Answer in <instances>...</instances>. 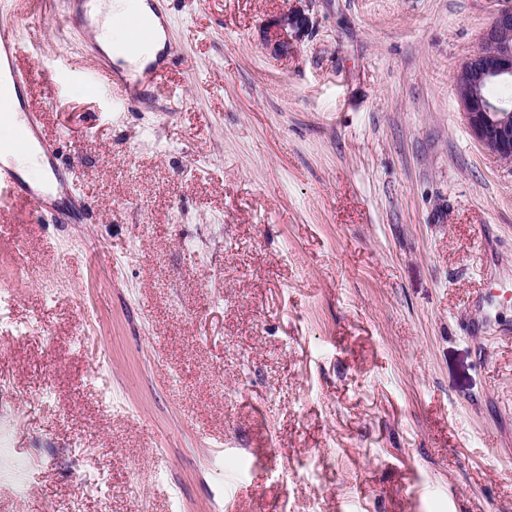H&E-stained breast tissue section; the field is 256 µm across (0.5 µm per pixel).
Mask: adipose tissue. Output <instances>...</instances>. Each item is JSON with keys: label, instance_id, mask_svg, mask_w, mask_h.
I'll return each mask as SVG.
<instances>
[{"label": "adipose tissue", "instance_id": "1", "mask_svg": "<svg viewBox=\"0 0 512 512\" xmlns=\"http://www.w3.org/2000/svg\"><path fill=\"white\" fill-rule=\"evenodd\" d=\"M135 16L145 20L151 26L154 39L144 52L134 56L127 51L129 41L127 23ZM96 40L113 60L139 72L146 65L154 62L158 53L163 50L165 35L150 0H109L105 6L104 21L96 35Z\"/></svg>", "mask_w": 512, "mask_h": 512}]
</instances>
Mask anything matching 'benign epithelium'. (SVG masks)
I'll use <instances>...</instances> for the list:
<instances>
[{"mask_svg": "<svg viewBox=\"0 0 512 512\" xmlns=\"http://www.w3.org/2000/svg\"><path fill=\"white\" fill-rule=\"evenodd\" d=\"M307 23L299 11L273 19L264 44L275 56L286 55ZM512 81V4L500 9L483 32L480 46L459 66L456 82L462 115L474 139L490 154L512 163V106L492 102L484 89Z\"/></svg>", "mask_w": 512, "mask_h": 512, "instance_id": "obj_1", "label": "benign epithelium"}]
</instances>
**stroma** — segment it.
Returning a JSON list of instances; mask_svg holds the SVG:
<instances>
[{
  "label": "stroma",
  "mask_w": 512,
  "mask_h": 512,
  "mask_svg": "<svg viewBox=\"0 0 512 512\" xmlns=\"http://www.w3.org/2000/svg\"><path fill=\"white\" fill-rule=\"evenodd\" d=\"M501 5L165 0L132 105L30 0L55 200L89 210L0 215V431L40 464L0 512H512V165L454 81ZM306 23V17L300 11L287 12L273 19L263 31L266 48L275 56L288 55Z\"/></svg>",
  "instance_id": "35a3bbf8"
}]
</instances>
